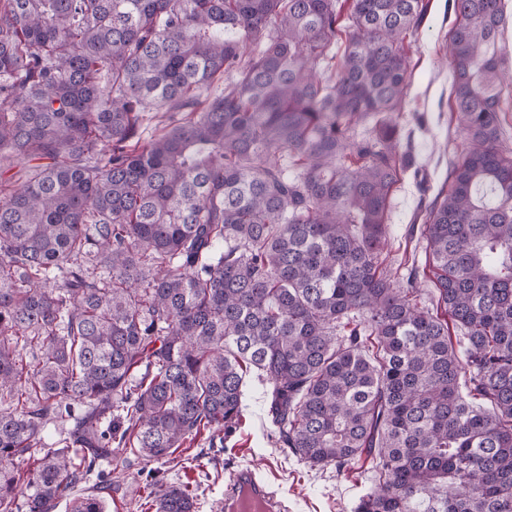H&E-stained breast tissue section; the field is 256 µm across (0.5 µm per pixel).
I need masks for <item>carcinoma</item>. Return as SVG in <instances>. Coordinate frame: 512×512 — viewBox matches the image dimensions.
I'll use <instances>...</instances> for the list:
<instances>
[{"mask_svg":"<svg viewBox=\"0 0 512 512\" xmlns=\"http://www.w3.org/2000/svg\"><path fill=\"white\" fill-rule=\"evenodd\" d=\"M427 10L0 0V160L38 161L0 201V512H105L111 481L79 492L96 461L231 427L245 364L300 460L376 459L354 512H512L505 0H448L466 149L411 230L424 265L386 249ZM49 423L69 425L50 447Z\"/></svg>","mask_w":512,"mask_h":512,"instance_id":"obj_1","label":"carcinoma"}]
</instances>
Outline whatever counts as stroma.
I'll return each instance as SVG.
<instances>
[{"label": "stroma", "mask_w": 512, "mask_h": 512, "mask_svg": "<svg viewBox=\"0 0 512 512\" xmlns=\"http://www.w3.org/2000/svg\"><path fill=\"white\" fill-rule=\"evenodd\" d=\"M452 25L446 14V0H429L427 17L411 44L410 85L401 121L413 127L414 113L425 119L424 129H415L412 152L418 174H406L394 186L388 212L392 253L408 248V227L413 224L423 190L437 191L448 176L452 161L464 151L449 125L453 100L450 96L453 72L448 57V31ZM246 407L239 425L224 438L202 431L176 450L168 461H149L113 452L101 461L98 476L87 486L95 488L99 477L112 482V495L105 512H154L150 493L186 484L194 489L199 512H223L224 483L239 466L255 467L288 501L291 512H353L359 497L372 486L376 462L370 458L336 467L310 468L288 449L280 447L268 416L269 384L257 370L244 376Z\"/></svg>", "instance_id": "35a3bbf8"}]
</instances>
